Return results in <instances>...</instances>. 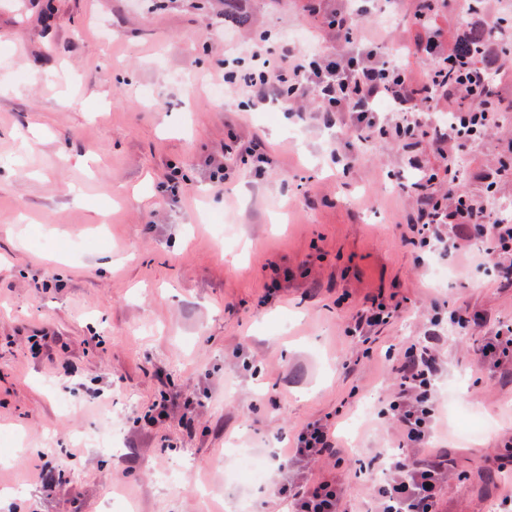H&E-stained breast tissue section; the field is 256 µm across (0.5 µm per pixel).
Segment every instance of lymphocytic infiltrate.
<instances>
[{"label":"lymphocytic infiltrate","instance_id":"f902f5d3","mask_svg":"<svg viewBox=\"0 0 512 512\" xmlns=\"http://www.w3.org/2000/svg\"><path fill=\"white\" fill-rule=\"evenodd\" d=\"M417 50L429 61L418 84L404 63L378 58L372 44L363 42L353 43L343 57L322 52L298 58L285 48L276 60L258 44L250 52L249 66L227 72L225 80L254 106L274 102L292 106L302 97H312L327 117L351 114L359 142L373 137L391 140L413 155L421 146V113L436 111L444 96L472 97L477 109L436 126L430 142L443 155L482 139L502 115L499 86L492 74L460 63L433 32ZM408 190L418 206V222L412 228L418 248L426 251L445 244L458 251L470 241H483L489 262L504 280H512L511 221L492 216L484 202L460 189L454 175L443 181L427 172ZM439 373L431 349L406 347L397 368L396 392L381 411L399 429L401 447L419 453L429 440ZM335 453L331 424L314 421L298 432L291 452L278 454L277 493L287 500L290 512H344L343 490L335 479L320 478L298 487L285 476L291 466L312 465ZM384 475L370 512H440L447 478L445 456L417 455L407 462L390 456L384 461Z\"/></svg>","mask_w":512,"mask_h":512}]
</instances>
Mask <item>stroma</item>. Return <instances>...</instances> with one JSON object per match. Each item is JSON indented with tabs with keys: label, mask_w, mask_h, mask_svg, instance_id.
<instances>
[{
	"label": "stroma",
	"mask_w": 512,
	"mask_h": 512,
	"mask_svg": "<svg viewBox=\"0 0 512 512\" xmlns=\"http://www.w3.org/2000/svg\"><path fill=\"white\" fill-rule=\"evenodd\" d=\"M420 0H359L353 35L399 55L412 78ZM223 0H0V512H284L235 448L277 480L274 451L308 422H335L348 512L410 457L378 412L404 347L442 359L432 448L448 451L445 512H493L512 483V373L477 345L512 324V282L469 252L412 244L417 207L400 146L355 140L348 114L248 105L224 61L264 43L297 52L346 44L308 0H252L225 26ZM503 116L453 158L422 142L437 174L497 215L512 213V73ZM256 145L262 169L224 149ZM87 154L86 164L66 153ZM224 184L212 183L216 167ZM179 171L183 192L164 190ZM453 278L430 285L432 273ZM393 318L351 334L377 303ZM479 315L468 330L433 314ZM45 336L42 349L29 339ZM194 400L156 424L162 394ZM171 473L175 482L164 481Z\"/></svg>",
	"instance_id": "stroma-1"
}]
</instances>
